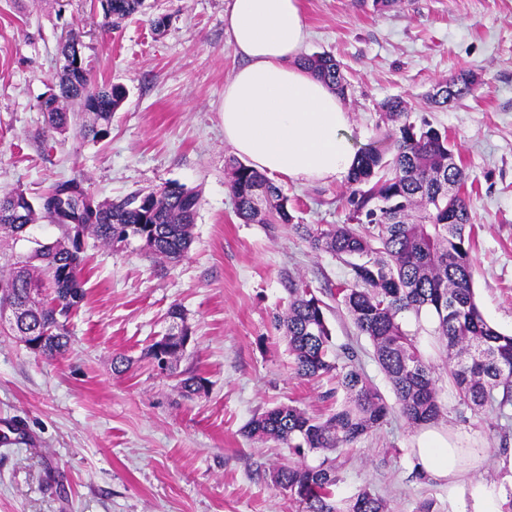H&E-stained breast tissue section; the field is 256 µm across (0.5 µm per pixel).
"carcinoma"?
<instances>
[{
  "instance_id": "1",
  "label": "carcinoma",
  "mask_w": 512,
  "mask_h": 512,
  "mask_svg": "<svg viewBox=\"0 0 512 512\" xmlns=\"http://www.w3.org/2000/svg\"><path fill=\"white\" fill-rule=\"evenodd\" d=\"M104 25L116 28L142 11L145 0H97ZM59 92L41 110L49 128L63 134L73 126L77 107L92 115L81 126L83 137L107 134L112 114L127 97L121 84L98 85L83 66L81 44L64 41ZM301 65L344 96L349 85L336 59L313 53ZM476 76L461 71L436 86L434 103L446 106L471 95ZM392 123L388 152L370 145L357 153L347 191L338 198L348 212L346 224H296L288 197L266 174L232 158L227 167L234 212L245 224H292L316 251L328 252L350 269L351 279L336 291V301L358 334L369 339L373 356L392 386L400 413L415 427L443 418L437 379L424 358L416 334L406 329L403 314L434 316L432 335L448 357V376L460 401L474 414L486 411L509 419L512 407V335L490 325L480 312L473 289L474 259L471 215L462 196L465 169L454 158L448 131L408 119L405 102L390 98L381 104ZM200 193L166 183L146 194L117 201H99L76 176L60 180L32 203L17 190L0 193V308L21 310L13 329L19 336H43L41 353L64 354L70 338L67 324L85 298L80 274L88 262V239L117 246L125 238L152 237L149 253L160 260L184 257L193 242L192 228ZM43 219L57 225L51 242L28 243L29 227ZM288 308L273 315L284 331L296 377L336 380L326 398L341 392L343 400L321 414L296 405H280L253 417L250 437L273 441L296 460L270 472L273 487L298 503L299 512H392L379 494L364 488L349 498L338 497L342 482L336 460L317 466L300 459L319 450L349 448L378 430L390 406L366 377L353 346L336 351L326 311L328 305L305 282L288 286ZM172 324L165 340L150 346L167 348L169 373L183 356L171 338L181 331L182 310H169ZM207 379L184 373L181 390L205 391Z\"/></svg>"
}]
</instances>
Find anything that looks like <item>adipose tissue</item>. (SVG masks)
Returning <instances> with one entry per match:
<instances>
[{"instance_id":"ef3b65f1","label":"adipose tissue","mask_w":512,"mask_h":512,"mask_svg":"<svg viewBox=\"0 0 512 512\" xmlns=\"http://www.w3.org/2000/svg\"><path fill=\"white\" fill-rule=\"evenodd\" d=\"M227 43L242 64L224 87V139L252 167L293 182L346 179L357 163L342 97L298 65L307 41L302 0H229ZM487 452L457 446L450 431L420 429L414 463L449 496L468 489L471 512H500L472 481Z\"/></svg>"}]
</instances>
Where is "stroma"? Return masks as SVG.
<instances>
[{
	"instance_id": "35a3bbf8",
	"label": "stroma",
	"mask_w": 512,
	"mask_h": 512,
	"mask_svg": "<svg viewBox=\"0 0 512 512\" xmlns=\"http://www.w3.org/2000/svg\"><path fill=\"white\" fill-rule=\"evenodd\" d=\"M228 0H146L115 29L91 0H0V191L40 197L59 180L83 176L101 201L177 182L200 192L188 255L174 264L138 242L89 247L86 297L68 324L61 357L29 350L0 334V512H297L268 472L288 449L251 440L243 427L279 405L323 411L330 378H296L282 331L272 319L288 306L287 285L304 280L326 293L336 345L361 351L368 377L393 404L391 385L330 292L350 278L335 256L313 251L290 226L239 220L226 163L220 112L224 86L241 61L224 35ZM310 36L304 54L328 52L350 85L345 103L355 147L385 149L380 104L407 103L410 122L447 129L469 176L463 190L476 232L474 288L486 318L512 333V0H303ZM166 17L155 31L152 19ZM82 45L97 83L123 84L128 96L107 135L85 139L48 130L42 101L56 90L66 38ZM474 71V93L441 108L435 86ZM296 222L342 224L340 181H281ZM191 329L179 371L195 370L207 393L185 396L148 355L172 305ZM435 365L442 426L488 449L473 475L505 493L512 479L497 458L495 413L474 416L448 382L431 325L405 315ZM128 358L125 372L113 358ZM415 429L391 411L377 432L337 452L347 497L370 486L393 512H469V493L414 473Z\"/></svg>"
}]
</instances>
